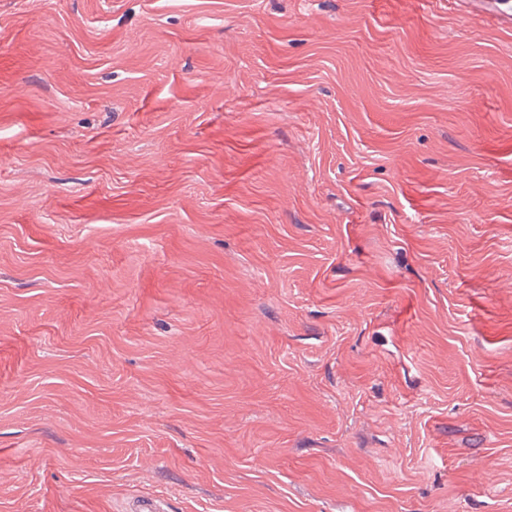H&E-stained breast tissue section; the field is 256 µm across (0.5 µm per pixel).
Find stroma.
<instances>
[{"label":"stroma","mask_w":512,"mask_h":512,"mask_svg":"<svg viewBox=\"0 0 512 512\" xmlns=\"http://www.w3.org/2000/svg\"><path fill=\"white\" fill-rule=\"evenodd\" d=\"M0 0V512H512V5Z\"/></svg>","instance_id":"obj_1"}]
</instances>
